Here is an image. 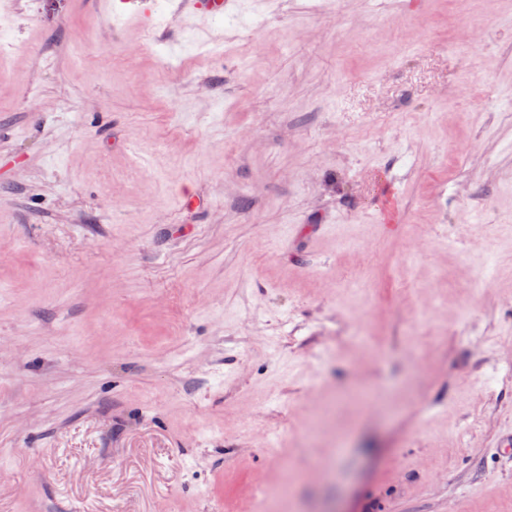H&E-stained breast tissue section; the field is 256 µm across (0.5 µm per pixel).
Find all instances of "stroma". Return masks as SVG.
Listing matches in <instances>:
<instances>
[{"label": "stroma", "instance_id": "obj_1", "mask_svg": "<svg viewBox=\"0 0 512 512\" xmlns=\"http://www.w3.org/2000/svg\"><path fill=\"white\" fill-rule=\"evenodd\" d=\"M239 9L0 0V512H512V0ZM119 3L106 2L113 15L118 16L127 13L129 19H135L144 25L151 23V13L146 0H121ZM236 7V0H172L166 24L169 28L180 29L188 17L224 18L233 15Z\"/></svg>", "mask_w": 512, "mask_h": 512}]
</instances>
